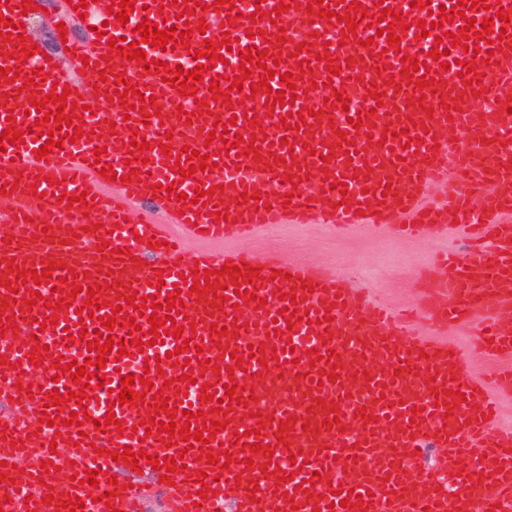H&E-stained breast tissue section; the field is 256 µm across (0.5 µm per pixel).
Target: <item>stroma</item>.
Returning <instances> with one entry per match:
<instances>
[{"mask_svg": "<svg viewBox=\"0 0 512 512\" xmlns=\"http://www.w3.org/2000/svg\"><path fill=\"white\" fill-rule=\"evenodd\" d=\"M42 7V12L29 18L30 31L43 53L65 63L67 54L53 33L64 12L63 0H42ZM222 248L258 258L278 257L301 265L338 268L349 287L367 292L375 302L397 307L417 298L419 290L413 275L434 252L445 251L464 261L469 258L466 227L462 224L433 230L420 239L403 238L389 224L367 223L341 236L318 221L276 224L250 237L228 238ZM480 321V316H471L466 323L448 327L443 337L449 348L461 352L467 373L476 381L489 379L500 363L498 357L479 352L473 345L472 333ZM113 474L119 485L139 490L140 512H177L175 502L160 492L156 474L129 473L118 465Z\"/></svg>", "mask_w": 512, "mask_h": 512, "instance_id": "stroma-1", "label": "stroma"}]
</instances>
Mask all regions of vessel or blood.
<instances>
[{
  "label": "vessel or blood",
  "instance_id": "vessel-or-blood-1",
  "mask_svg": "<svg viewBox=\"0 0 512 512\" xmlns=\"http://www.w3.org/2000/svg\"><path fill=\"white\" fill-rule=\"evenodd\" d=\"M204 14L187 12L184 0H135L127 23L121 24L108 8L113 0H87L86 11L66 10L65 25L85 20L102 32L99 43H81L67 38L69 70L55 68L42 54L24 57L18 39L29 36L23 0H0V32L6 22L17 24L16 37L0 39V67L21 68L13 83L0 78V132L7 116H14L23 130L20 146L0 151V187L11 190L8 227L0 231V264L7 270L1 279L0 299L6 313L15 315L18 330L0 336V395L9 399L10 412L0 417V461L12 484L8 499H0V512H56L59 501L82 498L76 512H139L138 491L112 486L111 451L131 448L139 465L148 457L182 456L186 472L160 469L172 481L168 492L179 503V512H222L232 503L235 512H512V430L496 428L497 405L490 388H511L512 368L500 370L491 382L469 379L460 357L439 358L442 343L410 335L400 314L385 305H372L365 294L355 293L337 273L278 260L261 261L241 252L214 255L183 252L182 240L167 225L146 218L127 222L130 201L150 197L163 203L174 201L175 192L186 193L184 215L174 221L203 243H220L228 235H253L273 224H306L320 220L335 228L350 229L360 222L393 225L401 235L417 237L453 222L469 226L474 238L495 240L493 249H480L470 262L439 255L430 270L417 278L425 300L422 314L437 331L447 330L475 310H485L475 344L485 354L512 355V285L502 282L503 271H512V197H505V181H512V115L502 104L512 96V22L500 41L498 53L489 44L468 40L478 48L474 84L459 78V60L465 48L452 47L447 33L463 27L462 18L436 26L440 7L458 0H431L429 7H411V0H324L328 15L311 18L308 5L315 0H292L286 14L276 20L257 18L256 10L275 13L280 0H237L234 9L215 7L204 0ZM358 3L353 19L364 26L350 31L337 20L351 3ZM402 14L408 24L399 51L388 48V39L378 36L382 8ZM235 21H228V14ZM160 29L192 28L190 47L147 49L148 58L170 67L197 66L194 51L206 42L221 44L230 34L232 51L225 62L204 71L195 95L182 96L162 74L144 70L142 64L110 53L108 36L140 40L136 28L142 20ZM431 23L429 37L418 39L419 22ZM207 24L199 32V24ZM311 36L300 47V36ZM370 40L363 48L362 40ZM448 49L450 70L428 59L434 45ZM256 46L266 54L265 66H274L276 78L269 89L259 88L264 68L253 69L249 83L235 91L228 81L241 63L246 47ZM341 61L337 81L346 97L360 110L361 128L338 120L336 108L326 102L325 85L331 78L317 52ZM423 66L419 75L436 80L434 92L421 94L414 80L402 70V55ZM306 66H299V59ZM41 70L39 89L70 85L71 72L104 70L89 95H69L75 116L81 117L83 137L65 143L47 157L35 158L40 144L36 137L48 133L39 112H27L17 90ZM297 79L294 103L267 105L268 91L282 90L281 75ZM229 91L230 103L210 92L212 79ZM138 85L152 106L142 112H127L108 93L124 92ZM252 96L256 121L246 124L242 101ZM306 111L299 127L286 130V116ZM228 124V153H216L206 139L214 122ZM124 125L127 134L120 144L105 139L111 125ZM254 135L258 157L244 156L234 140L238 127ZM143 134L150 150L133 153L131 143ZM464 142H457L455 134ZM169 144L162 153L161 144ZM209 155L212 165L189 177L181 170L190 161H177L183 147ZM111 164L122 176L117 192L99 170ZM440 186L444 205L428 207L424 191ZM213 190L208 203L195 202L197 190ZM85 195V202L66 205L61 194ZM225 209L226 220L214 221L215 208ZM155 245L154 263H140L145 245ZM61 268L59 277L41 283L21 282L24 270ZM250 264L258 274L256 283L234 287L224 265ZM219 269L225 285V300L212 292H193L183 278L191 269ZM481 278H473V269ZM74 277L80 292L61 312L46 301H58L60 278ZM101 287L97 298L103 307L97 317L83 311L91 283ZM177 292L179 306L159 309L158 318L174 319L191 347L186 355L168 359L178 340L146 348L131 357L107 362V385L89 389L83 403L70 402L75 385L68 373L46 371L40 385H33L30 354L35 345L49 346L50 353L83 367L89 356L87 341L79 331H94L113 309L135 318L137 332L113 329L114 340L141 339L149 331L147 315L137 314L126 303L130 295L155 302L157 296ZM296 297L285 305L284 294ZM265 299L256 307L255 299ZM287 316H280V309ZM57 325H48L50 317ZM219 334H211V324ZM293 345L299 364L289 366L287 376L268 368L274 348ZM206 349L208 365H201L199 349ZM260 357H252V349ZM318 360H311L310 351ZM243 359L241 370L227 374L232 355ZM160 363L161 372H145L147 360ZM203 376V383L184 380V373ZM146 376L152 387L148 396L162 395L175 408V418L153 416L145 401L117 406L122 376ZM235 383L227 395V383ZM57 390L62 401L53 413V426H40L47 393ZM209 390L211 401L201 400ZM188 398L194 410L210 411L220 400L216 414L221 433L209 440L212 448H224L232 457L229 468L206 463L200 449H187L180 436L146 433L143 420L157 423L174 420L177 427H199L201 419L185 418L180 398ZM114 411L116 425L106 431L95 428L107 411ZM89 414L83 426L69 424L70 414ZM259 430L258 444L271 446V454L251 453L236 443L237 434ZM447 448L451 470L448 482L426 476L413 463L415 451L424 443ZM62 448L77 461L79 475L99 470L95 492L78 482L54 484L44 469L15 475L13 466L26 451ZM301 453V461L290 453ZM206 473L211 494L198 498L195 481ZM108 503H101V496Z\"/></svg>",
  "mask_w": 512,
  "mask_h": 512
}]
</instances>
